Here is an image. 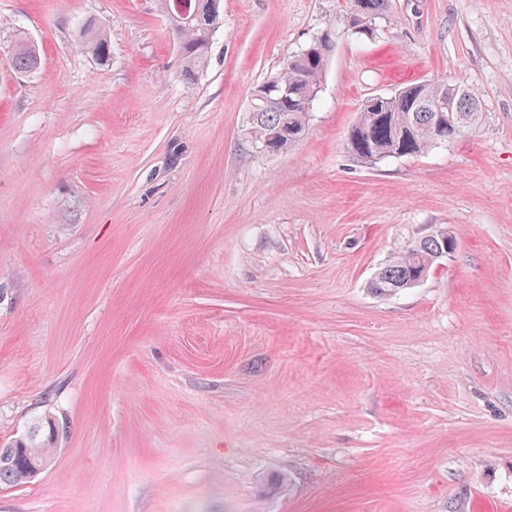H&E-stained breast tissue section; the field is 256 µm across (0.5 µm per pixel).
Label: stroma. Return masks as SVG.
<instances>
[{
  "label": "stroma",
  "mask_w": 512,
  "mask_h": 512,
  "mask_svg": "<svg viewBox=\"0 0 512 512\" xmlns=\"http://www.w3.org/2000/svg\"><path fill=\"white\" fill-rule=\"evenodd\" d=\"M349 6L222 0L187 85L158 0H0V441L64 428L0 512H512V0H389L362 40ZM324 32L305 138L256 152L254 90ZM423 80L479 123L347 152ZM442 228L424 281L371 290ZM13 67L20 73H34L40 67V55L35 45L20 37L12 57ZM399 92V93H398ZM391 97L368 98L346 136L348 153L373 162L422 153L442 142L436 128V105L449 103L460 131L480 119L477 94L461 83L418 82L401 88ZM398 93V96H397ZM453 139L448 138V142Z\"/></svg>",
  "instance_id": "35a3bbf8"
}]
</instances>
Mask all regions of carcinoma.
<instances>
[{
  "label": "carcinoma",
  "mask_w": 512,
  "mask_h": 512,
  "mask_svg": "<svg viewBox=\"0 0 512 512\" xmlns=\"http://www.w3.org/2000/svg\"><path fill=\"white\" fill-rule=\"evenodd\" d=\"M388 0H351L355 14L367 19L364 24L345 17L347 31L359 38L374 35L371 26L387 11ZM212 21L181 24L176 36L181 44L179 77L194 83L208 66V49L213 35ZM332 42L323 33L295 54L285 58L279 70L255 89L256 107L249 110L247 134L254 145L267 143V153L277 155L300 142L306 135L310 112L317 99L321 78L326 68ZM89 48L99 58L109 54L104 32L89 38ZM13 67L20 73H34L40 67L35 45L21 37L12 57ZM451 105L452 119L460 129L480 119L481 105L477 94L461 83L418 82L407 85L390 97L368 98L357 121L346 136L348 153L359 160L373 162L390 157L419 154L440 142L436 128V105ZM454 249L448 232L439 231L421 239L381 267L370 288L379 295L395 293L429 273L438 249ZM60 428L51 421L33 427L27 437L0 444V485L18 486L42 473L51 461L50 451L56 447Z\"/></svg>",
  "instance_id": "carcinoma-1"
}]
</instances>
